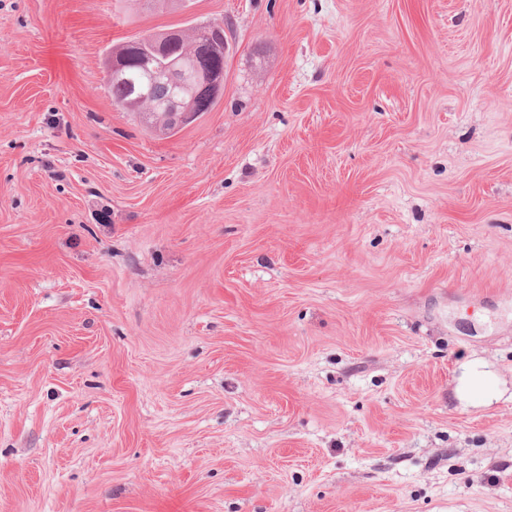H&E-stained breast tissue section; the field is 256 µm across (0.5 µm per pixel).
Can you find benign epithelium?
<instances>
[{
  "label": "benign epithelium",
  "instance_id": "obj_1",
  "mask_svg": "<svg viewBox=\"0 0 512 512\" xmlns=\"http://www.w3.org/2000/svg\"><path fill=\"white\" fill-rule=\"evenodd\" d=\"M174 38L186 41L182 31L172 30L151 46L140 41L131 42L120 56L109 61V77L112 79L124 78L129 64L133 63L139 69L155 73L163 86H180L181 97H161L151 87H133L135 111L158 133L164 132L167 125L179 126L188 121L192 112L187 109L185 99L208 103L224 87V67L219 63L223 26L198 25L189 46L176 56L168 53L169 43Z\"/></svg>",
  "mask_w": 512,
  "mask_h": 512
}]
</instances>
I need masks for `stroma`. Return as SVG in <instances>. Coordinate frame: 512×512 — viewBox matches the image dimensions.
I'll use <instances>...</instances> for the list:
<instances>
[{
	"label": "stroma",
	"mask_w": 512,
	"mask_h": 512,
	"mask_svg": "<svg viewBox=\"0 0 512 512\" xmlns=\"http://www.w3.org/2000/svg\"><path fill=\"white\" fill-rule=\"evenodd\" d=\"M0 512H512V0H0ZM223 26L224 24L212 23L198 25L189 46L177 56L170 55L168 47L172 38H178L182 42L187 40L180 30L169 31L163 38L154 41L152 46L144 45L141 41L160 38L164 34H149L141 37V41L130 42L120 56H112L110 59V79L118 80L125 77L131 63L129 56H132L137 68L152 71L158 76L159 85H179L184 96L160 97L155 89H142L132 83L135 96L132 99L131 90L126 82L108 81V91L113 105L129 112L132 100L135 112H139L158 133L168 134L175 130H164L168 123L171 127L186 123L194 112L187 109L185 96L191 101L209 103L224 87V67L218 61L223 41L225 43ZM206 49H209L207 53ZM144 104L147 105L145 108L142 107Z\"/></svg>",
	"instance_id": "stroma-1"
}]
</instances>
